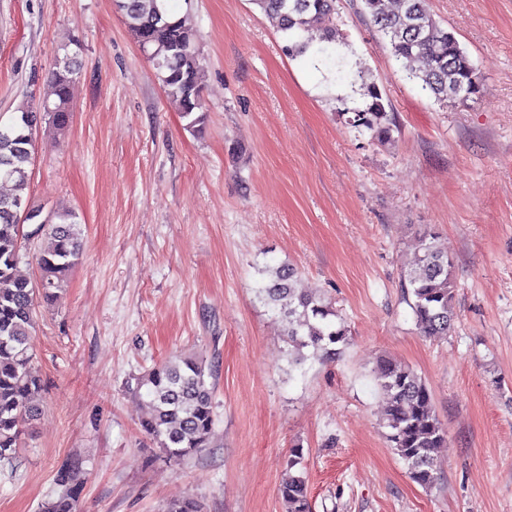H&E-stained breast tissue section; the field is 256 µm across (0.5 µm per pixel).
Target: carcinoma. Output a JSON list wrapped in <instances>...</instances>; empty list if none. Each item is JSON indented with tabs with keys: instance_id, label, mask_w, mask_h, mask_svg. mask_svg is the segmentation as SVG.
<instances>
[{
	"instance_id": "carcinoma-1",
	"label": "carcinoma",
	"mask_w": 512,
	"mask_h": 512,
	"mask_svg": "<svg viewBox=\"0 0 512 512\" xmlns=\"http://www.w3.org/2000/svg\"><path fill=\"white\" fill-rule=\"evenodd\" d=\"M125 24L156 69L163 92L175 103L187 128L204 126L207 115L202 93L204 65L196 45V29L189 14L173 11L169 0H114ZM271 19L284 41L283 51L302 57L323 53L326 46L343 42L336 28L337 0H253ZM361 12L377 36L386 40L406 77L420 84L434 99L448 105L464 89L481 96L484 85L478 67L454 32L431 13L428 0H361ZM79 72L77 54H65L49 78L47 97L36 106L19 108L7 122L0 121V462L12 459L21 435L41 413L42 383L32 368L38 301L52 303L64 290L67 272L81 255L80 222L69 208L41 216L28 207L26 190L34 162L28 136L46 124L63 131L70 126L71 88ZM351 87L362 89V102L350 107L339 99L350 124L372 140H391L395 117L371 73L364 67L350 73ZM40 219L38 237L39 282L22 270L23 224ZM297 273L281 265L269 271V281L258 288L259 297L285 324L291 345L290 369L301 367L304 349L328 360L348 343L344 324L332 320V306L297 287ZM402 287L413 297L416 326L424 336H445L455 323L453 262L435 245V234L419 235L414 258L403 274ZM374 373L387 399L384 428L390 447L405 462L410 477L424 487L439 479L436 449L447 445L448 433L433 409L431 392L410 367L381 359ZM137 393L144 409L141 430L168 459L183 460L209 446L215 423L213 388L205 363L194 355L176 356L159 363L138 378ZM56 496L44 512H76L80 485L67 465L56 474ZM286 512H309L308 485L303 474H290L280 488Z\"/></svg>"
}]
</instances>
